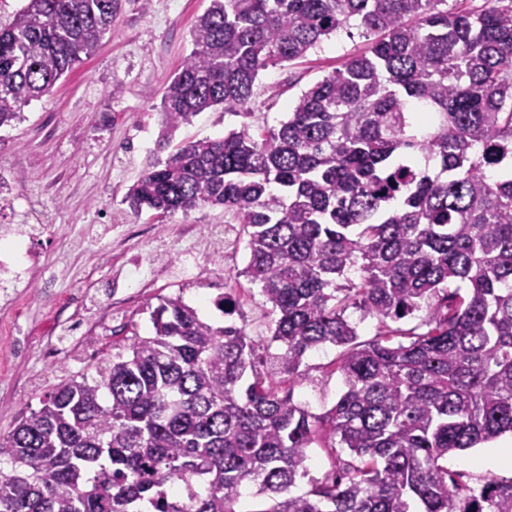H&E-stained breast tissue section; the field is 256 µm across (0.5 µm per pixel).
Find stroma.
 <instances>
[{"label": "stroma", "mask_w": 512, "mask_h": 512, "mask_svg": "<svg viewBox=\"0 0 512 512\" xmlns=\"http://www.w3.org/2000/svg\"><path fill=\"white\" fill-rule=\"evenodd\" d=\"M209 4L119 0L97 46L49 95L23 107L21 120L0 127V183L9 182L16 196L13 209L0 211V225L32 228L38 268L57 277L50 294L36 280L0 287V435L62 382L92 374L127 337L150 334L151 313L164 297L182 296L221 325L228 318L213 302L231 296L229 319L256 341L259 369L275 370L276 316L263 308L259 285L241 274L245 237L232 214L205 207L161 219L148 209L130 213L123 199L149 161L182 142L279 126L303 91L369 39L362 28L339 29L305 58L263 71L247 108L202 112L166 142L163 88L190 53L193 25ZM338 356L332 345L309 353V378L293 388L294 401L314 415L343 390ZM307 455L310 476L298 480V494L348 458L320 434Z\"/></svg>", "instance_id": "obj_1"}]
</instances>
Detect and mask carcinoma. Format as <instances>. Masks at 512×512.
<instances>
[{
    "label": "carcinoma",
    "instance_id": "cac0c4a2",
    "mask_svg": "<svg viewBox=\"0 0 512 512\" xmlns=\"http://www.w3.org/2000/svg\"><path fill=\"white\" fill-rule=\"evenodd\" d=\"M445 2L210 0L164 87L165 139L207 109L244 108L261 72L340 28L374 35L279 127L181 145L124 198L135 213L236 216L241 274L278 313L280 379L243 327L164 298L129 356L56 387L0 438V512H235L251 485L271 501L260 512H512V479L472 486L444 465L512 434V0ZM117 9L26 0L0 22V126ZM350 308L377 320L375 339L358 340ZM327 344L342 348L344 391L317 417L292 390ZM320 430L359 464L296 495Z\"/></svg>",
    "mask_w": 512,
    "mask_h": 512
}]
</instances>
